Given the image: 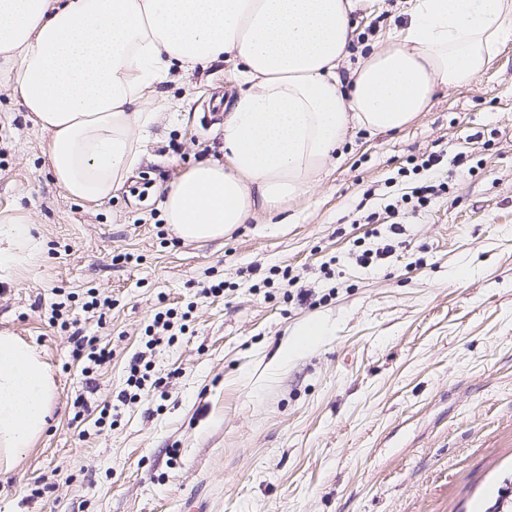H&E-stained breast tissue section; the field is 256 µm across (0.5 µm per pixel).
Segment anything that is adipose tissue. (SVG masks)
<instances>
[{
  "label": "adipose tissue",
  "mask_w": 512,
  "mask_h": 512,
  "mask_svg": "<svg viewBox=\"0 0 512 512\" xmlns=\"http://www.w3.org/2000/svg\"><path fill=\"white\" fill-rule=\"evenodd\" d=\"M375 0H0V79L50 135L71 198L112 197L154 122L142 106L172 67L239 66L247 90L224 118L223 162L202 161L165 191L186 242L223 239L257 213L307 194L349 125L399 131L436 87L474 82L512 40V0H406L387 44L353 56L356 11ZM28 215L0 234V266L35 260ZM56 393L39 353L0 333V469L46 426Z\"/></svg>",
  "instance_id": "obj_1"
}]
</instances>
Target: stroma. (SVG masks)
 Returning a JSON list of instances; mask_svg holds the SVG:
<instances>
[{"mask_svg":"<svg viewBox=\"0 0 512 512\" xmlns=\"http://www.w3.org/2000/svg\"><path fill=\"white\" fill-rule=\"evenodd\" d=\"M404 6L358 18L359 43L384 44ZM240 89L221 61L170 72L142 164L87 202L57 185L49 133L0 81V220L26 212L41 244L0 270V332L56 382L44 431L0 471V512H486L512 498V40L405 129L349 130L319 188L286 204L293 223L262 212L224 240L183 242L164 190L223 161L218 116ZM431 154L438 167L411 172ZM440 183L447 194L416 207L413 187ZM390 205L403 243L363 267L357 255L389 242ZM273 267L287 279L262 287ZM91 289L112 303L103 316L82 309ZM169 308L183 331L149 344ZM311 321L326 335L293 349ZM77 328L112 352L93 392ZM138 352L150 379L124 401ZM80 399L115 415L77 414Z\"/></svg>","mask_w":512,"mask_h":512,"instance_id":"35a3bbf8","label":"stroma"}]
</instances>
